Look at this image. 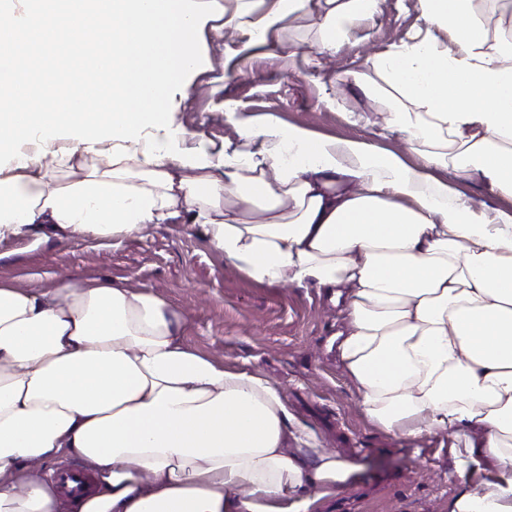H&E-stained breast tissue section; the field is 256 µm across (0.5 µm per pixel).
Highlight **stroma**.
I'll return each mask as SVG.
<instances>
[{"label":"stroma","mask_w":512,"mask_h":512,"mask_svg":"<svg viewBox=\"0 0 512 512\" xmlns=\"http://www.w3.org/2000/svg\"><path fill=\"white\" fill-rule=\"evenodd\" d=\"M418 35L457 49L447 30L426 27L418 0H380L374 18L356 24L332 53L321 50L312 15L288 16L254 46L240 28L217 26L205 33L208 67L173 118L218 143L238 142L237 118L270 119L321 138L362 141L418 165L405 136L386 128L392 99L361 89L373 58ZM436 176L477 204L512 213V196L491 192L479 178L446 170ZM84 278L150 288L184 313L190 347L281 387L295 422L357 467L317 512H449L460 487L453 437L405 441L361 414L332 344L340 308L325 291L258 282L190 224H150L119 241L91 234L38 244L26 235L0 240L1 282L50 288Z\"/></svg>","instance_id":"obj_1"}]
</instances>
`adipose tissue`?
<instances>
[{"mask_svg":"<svg viewBox=\"0 0 512 512\" xmlns=\"http://www.w3.org/2000/svg\"><path fill=\"white\" fill-rule=\"evenodd\" d=\"M226 22L266 40L317 13L321 47L373 19L379 0H218ZM487 0H419L447 29L375 57L403 95L391 131L425 145L407 166L360 141L315 140L273 122L239 125L247 150L204 147L193 168L120 143L109 167L69 140L50 177L0 171V239L50 230L122 238L147 224L199 226L252 279L332 291L336 356L362 413L412 440H458L450 512H512V214L463 200L432 169L512 196V25L489 34ZM183 314L147 288L99 279L53 291L0 282V512H313L355 468L295 424L279 387L188 346ZM90 463L70 492L42 465ZM495 463L494 480L471 474Z\"/></svg>","mask_w":512,"mask_h":512,"instance_id":"ef3b65f1","label":"adipose tissue"}]
</instances>
